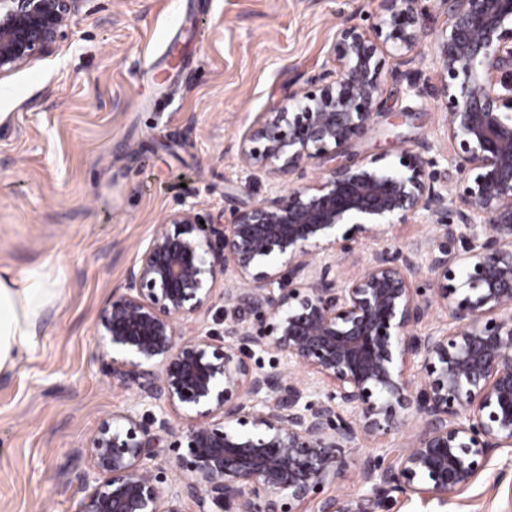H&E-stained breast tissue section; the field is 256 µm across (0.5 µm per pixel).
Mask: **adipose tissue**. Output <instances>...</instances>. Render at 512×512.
Here are the masks:
<instances>
[{
  "label": "adipose tissue",
  "mask_w": 512,
  "mask_h": 512,
  "mask_svg": "<svg viewBox=\"0 0 512 512\" xmlns=\"http://www.w3.org/2000/svg\"><path fill=\"white\" fill-rule=\"evenodd\" d=\"M61 285L60 274L51 268L0 274V372L17 367L46 316L59 306Z\"/></svg>",
  "instance_id": "1"
}]
</instances>
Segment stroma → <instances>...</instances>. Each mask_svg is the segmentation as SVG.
<instances>
[{
    "mask_svg": "<svg viewBox=\"0 0 512 512\" xmlns=\"http://www.w3.org/2000/svg\"><path fill=\"white\" fill-rule=\"evenodd\" d=\"M380 13V0H84L52 55L0 79V269L45 263L64 288L29 354L0 374V512H75L91 493L87 441L136 400L110 376L99 331L128 265L173 211L192 205L220 224L315 180L326 162L252 177L240 140L330 68L337 23L368 28ZM415 56L420 94L386 82L349 160L393 166L426 143L438 165L453 154L429 43ZM435 235L427 217L399 221L359 239L338 273L354 277L382 248ZM418 431L412 421L360 444L325 495L363 494L355 461L391 463ZM376 512H512V447L461 492H393Z\"/></svg>",
    "mask_w": 512,
    "mask_h": 512,
    "instance_id": "1",
    "label": "stroma"
}]
</instances>
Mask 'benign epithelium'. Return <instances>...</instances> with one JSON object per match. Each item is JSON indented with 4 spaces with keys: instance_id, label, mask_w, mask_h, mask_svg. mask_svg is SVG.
Listing matches in <instances>:
<instances>
[{
    "instance_id": "1",
    "label": "benign epithelium",
    "mask_w": 512,
    "mask_h": 512,
    "mask_svg": "<svg viewBox=\"0 0 512 512\" xmlns=\"http://www.w3.org/2000/svg\"><path fill=\"white\" fill-rule=\"evenodd\" d=\"M83 0H0V78L51 55ZM446 21L432 41L451 170L409 154L402 171L372 163L333 165L316 180L235 209L225 224H200L190 207L170 213L128 266L100 316L112 377L149 407L112 414L88 440L94 489L76 512H184L192 500L235 512H295L347 474L348 456L419 422L415 440L392 449L386 468L368 456V493L326 497L319 512H375L378 498L449 495L469 486L497 448L512 447V0H438ZM371 30L343 20L333 66L261 114L239 144L243 165L292 174L315 158L347 153L372 126L390 48L409 65L427 37L419 0H381ZM428 213L436 241L376 252L355 278L337 274L362 237ZM453 327L414 328L431 307ZM254 327L224 319L220 332H186L207 313L216 285ZM272 350L327 385L324 397L283 370L251 362ZM421 366L420 376L410 374ZM177 414L180 425L169 416ZM349 414L352 421L344 419ZM187 472L157 476V449Z\"/></svg>"
}]
</instances>
